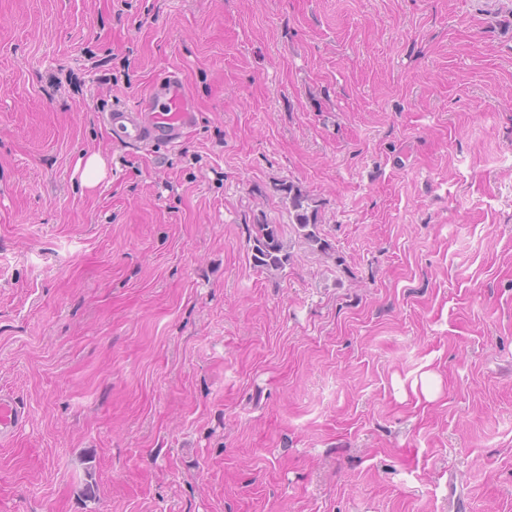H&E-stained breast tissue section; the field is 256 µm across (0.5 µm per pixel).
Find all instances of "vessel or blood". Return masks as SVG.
Returning <instances> with one entry per match:
<instances>
[{"instance_id":"vessel-or-blood-1","label":"vessel or blood","mask_w":512,"mask_h":512,"mask_svg":"<svg viewBox=\"0 0 512 512\" xmlns=\"http://www.w3.org/2000/svg\"><path fill=\"white\" fill-rule=\"evenodd\" d=\"M102 120L126 144L171 146L196 126L198 107L183 78L172 71L153 79L132 105L103 113ZM29 419L26 405L0 389V445L12 444Z\"/></svg>"}]
</instances>
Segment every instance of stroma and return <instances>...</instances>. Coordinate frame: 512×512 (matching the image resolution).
Here are the masks:
<instances>
[{
    "instance_id": "1",
    "label": "stroma",
    "mask_w": 512,
    "mask_h": 512,
    "mask_svg": "<svg viewBox=\"0 0 512 512\" xmlns=\"http://www.w3.org/2000/svg\"><path fill=\"white\" fill-rule=\"evenodd\" d=\"M1 387L0 512H512V0H0ZM197 102L177 72H166L150 83L130 106L102 113L114 137L142 147L171 146L194 128ZM81 183L88 188L96 187L106 176V162L100 152H91L79 161ZM282 189L288 193V201L294 211L298 230L302 232L301 235L305 242L310 247L319 248L320 250L330 247L320 235L315 212H309L308 196L295 188L293 184H288V186H284ZM250 249L258 267L283 271L292 262V254L276 224H269L262 215L253 217L249 234ZM29 419L26 405L13 392L0 389V445L12 444Z\"/></svg>"
}]
</instances>
